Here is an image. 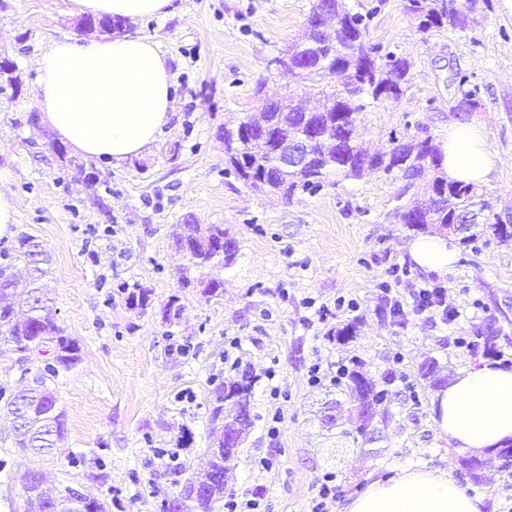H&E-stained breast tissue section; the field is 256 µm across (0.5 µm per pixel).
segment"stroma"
Instances as JSON below:
<instances>
[{
	"label": "stroma",
	"instance_id": "stroma-1",
	"mask_svg": "<svg viewBox=\"0 0 512 512\" xmlns=\"http://www.w3.org/2000/svg\"><path fill=\"white\" fill-rule=\"evenodd\" d=\"M69 0H0V56L13 61L20 90L0 78V166L19 213L16 232L51 256L45 283L50 308L80 360L51 383L66 414L59 451L20 453L0 418V512H25L29 471L49 484L104 502L106 512H162L197 470L210 437L215 388L250 370L254 423L232 462L229 494L256 499L260 512H312L325 475L336 478L327 512H342L370 479L404 468L455 470L459 449L433 428L432 387L420 375L436 361L443 380L480 360L512 367V243L485 235L456 245L443 276L422 272L405 249L414 230L395 212L408 204L399 182L378 176L338 178L292 199L245 186L227 172L221 133L263 96L299 94L275 63L301 34L313 0H174L167 16L127 21L152 37L173 74L168 125L142 154L115 167L85 159L98 201L61 168L56 134L30 124L38 111L37 61L53 42L96 39L77 29ZM376 9L369 37L412 63L396 101L361 114L359 142L388 149L390 133L427 132L445 140L450 123L475 121L499 165L485 189L512 208V8L488 0L472 30L429 34L404 15L400 0H346ZM482 91L474 112L454 109L455 77ZM178 224H218L237 243L233 262L197 267L176 246ZM217 277L221 296L184 288L180 276ZM445 289L456 321L414 309L420 289ZM147 302L129 305L128 292ZM181 306L167 316L171 298ZM354 324L352 336L336 331ZM384 399L367 435L329 430L327 403H346L333 383L351 357ZM53 358L52 348L20 357L0 339V390L13 393ZM321 382L309 379L313 363ZM487 512H512V469L480 455Z\"/></svg>",
	"mask_w": 512,
	"mask_h": 512
}]
</instances>
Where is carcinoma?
Instances as JSON below:
<instances>
[{
  "instance_id": "cac0c4a2",
  "label": "carcinoma",
  "mask_w": 512,
  "mask_h": 512,
  "mask_svg": "<svg viewBox=\"0 0 512 512\" xmlns=\"http://www.w3.org/2000/svg\"><path fill=\"white\" fill-rule=\"evenodd\" d=\"M406 16L417 23L422 33L440 30L464 32L473 23L479 0H401ZM336 14L330 26L319 33L310 30L304 39L289 46L277 60L282 68L299 80L317 84L319 106L307 112L292 103L279 105L264 100L259 114L244 113L237 125L224 128V152L235 151L228 159V172L244 185L256 189L258 182L270 184L269 193L291 199L297 192H318L330 176L361 178L386 176L402 183L401 194L408 193L420 181L429 183L427 199L400 208V223L412 230L460 236L464 244L490 234L500 241L512 240V213L495 211L485 194L470 184L448 178L443 171L442 143L430 135L412 137L390 135L391 148L369 152L355 139L359 115L382 100H397L410 81V64L390 46L369 40V27L380 10L376 5L366 13L351 12L345 0H333ZM457 104L481 106L480 87L468 76L457 75ZM267 125L269 137L259 142L261 126ZM280 138L308 144L312 158L307 165L282 170L274 154ZM66 169H72L90 189L96 179L85 173L75 158L60 157ZM480 212V223L459 235L457 216L462 212ZM178 248L191 247V262L199 267L224 264V254L236 252V242L224 235L218 225L181 224L175 234ZM14 258H22L29 267L28 279L19 282L9 273L12 264L0 263V335L18 353H27L51 344L53 363L44 368L37 392L20 391L6 399L12 419L14 447L23 453L49 455L64 437L66 417L58 406L46 380L59 369H69L79 361L80 347L64 334L48 306L40 280L49 256L30 236L20 234L13 248ZM188 278L182 287L193 285ZM208 297L224 292V282L211 278L195 283ZM344 372L346 389L354 408L348 422L363 434L374 417L361 410L366 398L375 402L384 393L376 389L359 362ZM254 377L244 372L240 379L219 385L214 391L210 422L218 434L220 421L236 418L233 403L251 406ZM238 454L236 448L210 445L205 466L184 480L177 495L164 506V512H212L214 503L224 498V463ZM27 512H80L73 509V495L62 496L46 486L39 471L28 473L24 486Z\"/></svg>"
}]
</instances>
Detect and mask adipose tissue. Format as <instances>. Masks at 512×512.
Here are the masks:
<instances>
[{
	"instance_id": "adipose-tissue-1",
	"label": "adipose tissue",
	"mask_w": 512,
	"mask_h": 512,
	"mask_svg": "<svg viewBox=\"0 0 512 512\" xmlns=\"http://www.w3.org/2000/svg\"><path fill=\"white\" fill-rule=\"evenodd\" d=\"M77 12L125 19L161 17L173 0H73ZM36 94L42 120L88 158L121 165L154 143L170 119L172 74L157 42L141 34L84 42L62 39L38 59ZM449 178L485 183L497 166L480 123L449 126L443 144ZM423 272L445 275L456 251L437 234L407 244ZM436 432L451 447L492 451L512 440V367L468 365L431 399ZM483 497L468 492L444 469L407 468L370 481L345 512H484Z\"/></svg>"
}]
</instances>
